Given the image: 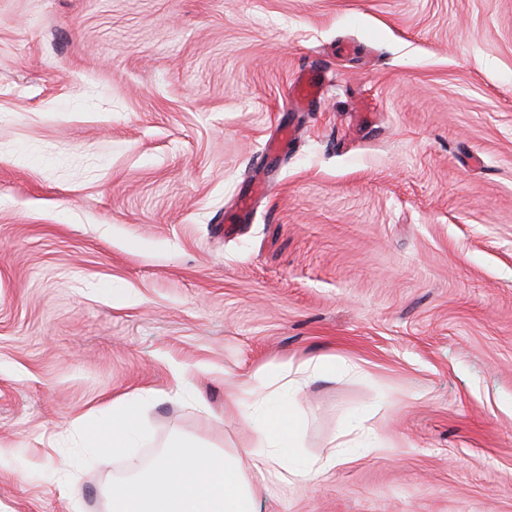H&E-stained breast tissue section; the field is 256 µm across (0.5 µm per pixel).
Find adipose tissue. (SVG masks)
Wrapping results in <instances>:
<instances>
[{"instance_id": "adipose-tissue-1", "label": "adipose tissue", "mask_w": 512, "mask_h": 512, "mask_svg": "<svg viewBox=\"0 0 512 512\" xmlns=\"http://www.w3.org/2000/svg\"><path fill=\"white\" fill-rule=\"evenodd\" d=\"M327 357L309 358L259 390V414H246L244 449L213 448L172 437L159 456L131 467L130 477L112 495V512H254L252 475L270 483H305L341 459L330 453L309 460L296 450L292 397L300 382L335 372ZM112 453L133 447L141 427L140 407L122 398L112 402Z\"/></svg>"}]
</instances>
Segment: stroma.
<instances>
[{"label": "stroma", "mask_w": 512, "mask_h": 512, "mask_svg": "<svg viewBox=\"0 0 512 512\" xmlns=\"http://www.w3.org/2000/svg\"><path fill=\"white\" fill-rule=\"evenodd\" d=\"M318 356L300 454L364 444L255 512H512V0H0V512ZM321 93V84L313 78L298 77L292 86V98L299 102L317 99ZM112 448L113 456L124 455L127 448H133L140 427V407L124 398L112 400Z\"/></svg>", "instance_id": "1"}]
</instances>
